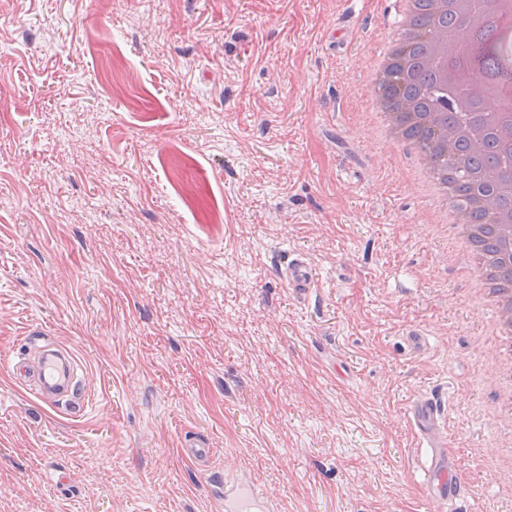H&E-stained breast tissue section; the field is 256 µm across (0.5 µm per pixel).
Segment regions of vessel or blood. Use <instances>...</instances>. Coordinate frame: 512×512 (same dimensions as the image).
<instances>
[{
  "mask_svg": "<svg viewBox=\"0 0 512 512\" xmlns=\"http://www.w3.org/2000/svg\"><path fill=\"white\" fill-rule=\"evenodd\" d=\"M281 275L289 288L300 296L308 295L315 286L309 263L300 257L290 258ZM9 374L21 384L33 385L42 400L57 410L71 412L81 405L78 363L71 351L55 343H45L35 358H15ZM408 415L427 450L423 481L427 498L446 504L456 503L465 493V483L459 461L448 449L447 431L438 401L432 397L417 399L409 406ZM183 453L214 483L223 484L224 496L218 504L219 512H258L260 504L251 482L233 479L212 469L211 459L215 451L209 443L191 439Z\"/></svg>",
  "mask_w": 512,
  "mask_h": 512,
  "instance_id": "vessel-or-blood-1",
  "label": "vessel or blood"
}]
</instances>
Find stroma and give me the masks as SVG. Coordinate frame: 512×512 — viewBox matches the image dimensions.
Masks as SVG:
<instances>
[{
	"mask_svg": "<svg viewBox=\"0 0 512 512\" xmlns=\"http://www.w3.org/2000/svg\"><path fill=\"white\" fill-rule=\"evenodd\" d=\"M390 2L0 0V512H208L191 438L276 512H448L431 395L512 512L494 312L362 102ZM35 330L79 413L10 379ZM283 280L289 288L300 296H306L315 287V279L309 263L301 257L288 258V263L281 269ZM408 415L417 429L422 447L427 448L423 487L427 498L453 505L465 493L461 466L448 450V436L438 401L423 397L411 403Z\"/></svg>",
	"mask_w": 512,
	"mask_h": 512,
	"instance_id": "stroma-1",
	"label": "stroma"
}]
</instances>
